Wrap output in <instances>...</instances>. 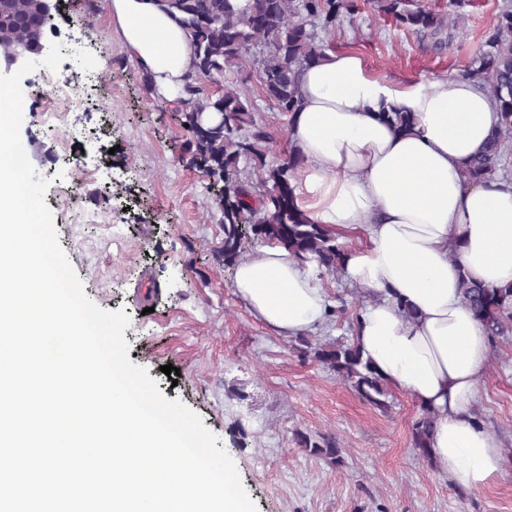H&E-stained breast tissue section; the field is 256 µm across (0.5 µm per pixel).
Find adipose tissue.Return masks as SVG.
Returning <instances> with one entry per match:
<instances>
[{"mask_svg": "<svg viewBox=\"0 0 512 512\" xmlns=\"http://www.w3.org/2000/svg\"><path fill=\"white\" fill-rule=\"evenodd\" d=\"M112 22L159 95L174 99L188 70L186 30L162 0H110ZM303 104L288 137L306 166L296 190L309 217L366 234L344 271L375 295L356 340L378 374L434 419L431 458L460 490L503 475L494 434L473 416L490 338L462 298V278L512 284V181L474 182L467 162L499 123L475 82L442 77L397 89L368 75L361 55L328 52L300 77ZM412 112L400 132L385 112ZM456 253H449V245ZM238 295L268 327L295 336L318 324L328 302L280 246L238 264ZM414 309L403 317L401 306Z\"/></svg>", "mask_w": 512, "mask_h": 512, "instance_id": "1", "label": "adipose tissue"}]
</instances>
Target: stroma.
<instances>
[{
  "label": "stroma",
  "instance_id": "35a3bbf8",
  "mask_svg": "<svg viewBox=\"0 0 512 512\" xmlns=\"http://www.w3.org/2000/svg\"><path fill=\"white\" fill-rule=\"evenodd\" d=\"M449 16V40L417 34L358 0L327 43L359 53L368 73L397 88L463 76L512 0H420ZM44 43H61L59 71L76 69L74 51L98 59L93 103L42 122L48 82L34 71L21 86L30 110L20 137L29 161L51 184L45 202L59 243L102 309L125 310L124 337L134 364L147 369L165 398L198 412L234 460L258 512H512V331L495 341L474 414L498 439L507 464L502 479L477 492L452 486L419 457L412 431L422 410L397 387L385 409L364 402L350 385L304 357L250 311L234 287V268L218 254L224 214L207 177L185 162L180 103L142 88V68L112 23L109 0H63ZM243 83L258 124L274 136L269 161L290 152L288 120L267 100L253 63L228 73ZM333 313L306 330L309 341L354 338L355 316L372 296L343 273L311 268ZM179 368L178 379L163 373ZM335 437L342 464L296 441Z\"/></svg>",
  "mask_w": 512,
  "mask_h": 512
}]
</instances>
